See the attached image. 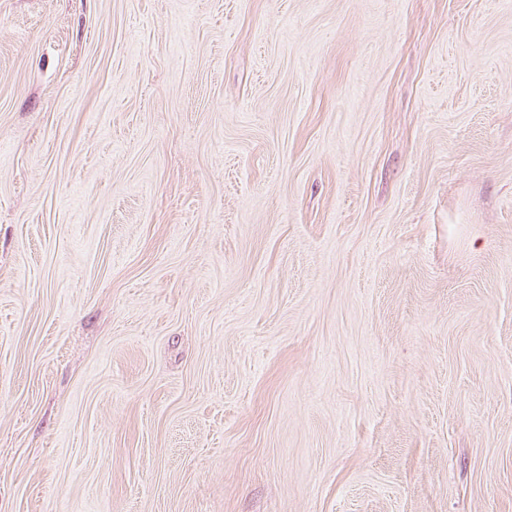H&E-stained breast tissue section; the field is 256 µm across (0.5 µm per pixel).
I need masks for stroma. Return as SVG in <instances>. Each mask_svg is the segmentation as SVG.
Here are the masks:
<instances>
[{"label":"stroma","instance_id":"1","mask_svg":"<svg viewBox=\"0 0 512 512\" xmlns=\"http://www.w3.org/2000/svg\"><path fill=\"white\" fill-rule=\"evenodd\" d=\"M0 512H512V0H0Z\"/></svg>","mask_w":512,"mask_h":512}]
</instances>
